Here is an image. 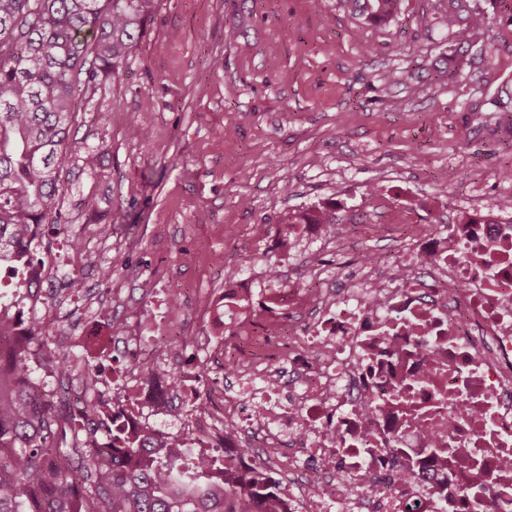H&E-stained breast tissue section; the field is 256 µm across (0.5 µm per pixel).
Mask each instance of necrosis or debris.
<instances>
[{"label": "necrosis or debris", "instance_id": "1", "mask_svg": "<svg viewBox=\"0 0 512 512\" xmlns=\"http://www.w3.org/2000/svg\"><path fill=\"white\" fill-rule=\"evenodd\" d=\"M325 237L352 247L330 225H294L254 335L233 332L251 288L216 295L231 336L203 329L187 361L159 349L173 325L151 336L115 325L111 341L133 361L113 410L194 435L193 457L220 450L239 469H271L280 512H512V211H463L444 232L406 233L395 261L285 287L309 240ZM78 253L61 240L30 287L0 301L11 325L1 352L33 321L56 334L47 293ZM218 351L224 390L209 399Z\"/></svg>", "mask_w": 512, "mask_h": 512}]
</instances>
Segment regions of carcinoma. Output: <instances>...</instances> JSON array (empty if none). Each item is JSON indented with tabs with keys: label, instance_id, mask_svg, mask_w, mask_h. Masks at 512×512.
Listing matches in <instances>:
<instances>
[{
	"label": "carcinoma",
	"instance_id": "carcinoma-1",
	"mask_svg": "<svg viewBox=\"0 0 512 512\" xmlns=\"http://www.w3.org/2000/svg\"><path fill=\"white\" fill-rule=\"evenodd\" d=\"M155 0H0V273L28 287L38 227L65 223L60 173L101 176L107 144L70 136L75 114L99 86L121 78ZM457 65L483 40L478 7L457 23L467 0H449ZM375 24L391 22L399 0H347ZM296 224H334L310 210ZM47 347L24 338L0 354V512H277L276 484L237 470L218 454L184 467L185 441L136 427L112 431L109 461L100 436L63 401L35 394L29 361Z\"/></svg>",
	"mask_w": 512,
	"mask_h": 512
}]
</instances>
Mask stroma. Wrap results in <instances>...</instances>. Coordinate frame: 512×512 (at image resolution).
Returning a JSON list of instances; mask_svg holds the SVG:
<instances>
[{
    "label": "stroma",
    "instance_id": "1",
    "mask_svg": "<svg viewBox=\"0 0 512 512\" xmlns=\"http://www.w3.org/2000/svg\"><path fill=\"white\" fill-rule=\"evenodd\" d=\"M479 3L485 39L452 76L448 0H401L387 25L345 0H157L121 79L73 126L110 146L83 182L91 205H65L40 251L80 236L94 262L71 274L111 276L144 316L142 287H181L178 322L228 269L275 260L287 218L326 199L348 203L359 263L393 256L411 226L453 223L471 195L494 203L512 172V14ZM123 314L86 320L100 341L69 355L103 363L105 387L129 363L109 341Z\"/></svg>",
    "mask_w": 512,
    "mask_h": 512
}]
</instances>
